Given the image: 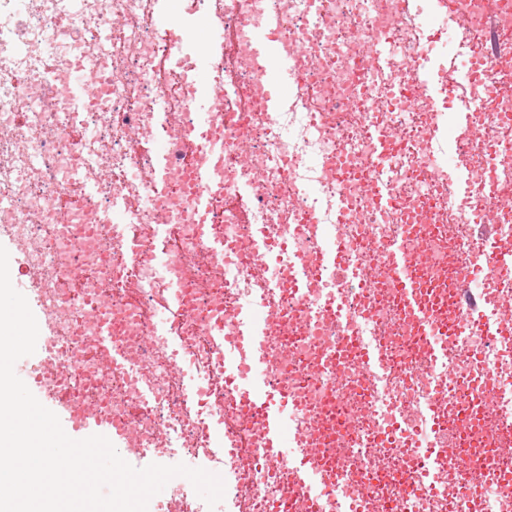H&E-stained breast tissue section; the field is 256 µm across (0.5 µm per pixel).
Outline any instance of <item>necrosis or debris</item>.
I'll return each mask as SVG.
<instances>
[{
  "label": "necrosis or debris",
  "mask_w": 512,
  "mask_h": 512,
  "mask_svg": "<svg viewBox=\"0 0 512 512\" xmlns=\"http://www.w3.org/2000/svg\"><path fill=\"white\" fill-rule=\"evenodd\" d=\"M202 6L168 0L162 23L159 0H81L76 11L69 0H0V196L12 201L0 208V235L13 240L47 307L41 378L63 385L74 411L131 429L137 448L206 455L202 436L220 423L228 450L208 457L233 512H267L272 501L279 512H304L290 467L254 462L263 438L252 407L228 392L202 411L183 388V366L209 377L216 340L245 359L259 350L294 405L289 446L319 451L320 512H512V345L493 335L502 303L512 302V269L470 261L488 240L512 243V133L498 120L512 99L495 97L512 82V0H456L446 21L457 51L484 59L478 83L459 94L439 64L433 82L445 96L421 93L406 109L396 92L429 61L433 40L420 17L433 0H223L224 94L213 111L224 146L213 197L224 213L220 254L192 206L193 174L212 164L190 119L185 73L194 62L183 51ZM260 25L287 59L294 89L276 109L251 48ZM103 29L112 52L91 82L111 104L79 109L64 89ZM375 39L392 54L365 63ZM172 56L181 69L167 68ZM376 128L395 140L383 160L371 144ZM155 137L167 150L151 167ZM95 154L103 161L89 166ZM85 165L98 194L64 178ZM111 208L121 216L104 223ZM329 237L353 277L326 269ZM260 239L288 243L294 256L264 280L255 272ZM418 243L432 258L424 283L457 287L452 312L474 325L464 341L418 334L432 316L400 306L390 251ZM173 287L179 312L160 337L152 312ZM249 299L270 307L253 343L236 322ZM102 318L126 351L122 368L96 344ZM357 336L383 347V371L360 366ZM432 345L447 348L456 382ZM488 376L500 402L475 422L472 389ZM438 405L447 414L437 427ZM436 427L467 442L466 469L457 467L458 444L425 462Z\"/></svg>",
  "instance_id": "1"
}]
</instances>
